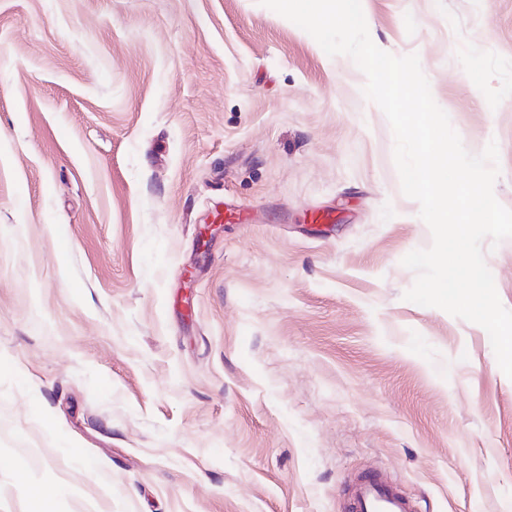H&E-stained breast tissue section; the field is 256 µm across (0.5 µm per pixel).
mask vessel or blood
Segmentation results:
<instances>
[{"label": "vessel or blood", "mask_w": 512, "mask_h": 512, "mask_svg": "<svg viewBox=\"0 0 512 512\" xmlns=\"http://www.w3.org/2000/svg\"><path fill=\"white\" fill-rule=\"evenodd\" d=\"M349 512H418L415 501L386 474L358 475L348 489Z\"/></svg>", "instance_id": "obj_1"}]
</instances>
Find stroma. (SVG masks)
Here are the masks:
<instances>
[{"label":"stroma","mask_w":512,"mask_h":512,"mask_svg":"<svg viewBox=\"0 0 512 512\" xmlns=\"http://www.w3.org/2000/svg\"><path fill=\"white\" fill-rule=\"evenodd\" d=\"M364 9L512 209V0ZM366 82L259 0H0V512H346L370 469L512 512V379L403 298L432 234Z\"/></svg>","instance_id":"obj_1"}]
</instances>
